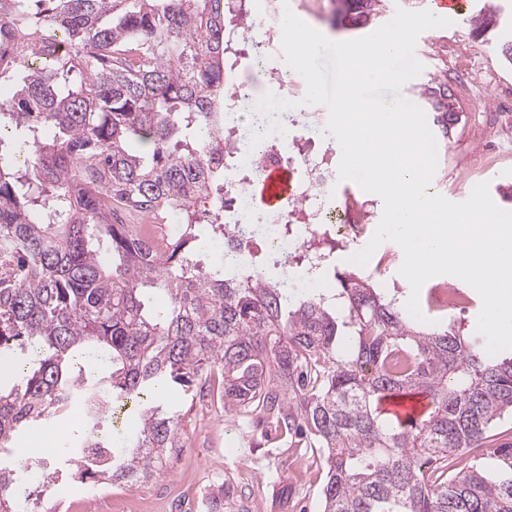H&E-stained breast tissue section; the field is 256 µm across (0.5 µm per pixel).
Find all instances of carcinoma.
Returning a JSON list of instances; mask_svg holds the SVG:
<instances>
[{
  "label": "carcinoma",
  "mask_w": 512,
  "mask_h": 512,
  "mask_svg": "<svg viewBox=\"0 0 512 512\" xmlns=\"http://www.w3.org/2000/svg\"><path fill=\"white\" fill-rule=\"evenodd\" d=\"M9 2L0 23L36 54L0 103V359L17 377L0 380V512H29L19 487L55 481L40 459L7 460L21 435L60 422L59 401L95 391L131 406L121 450L68 468L133 484L184 447L171 396L201 379L225 412L266 424L268 441L320 454L322 512H512V445L492 434L512 415V356L452 322L420 324L357 271L326 298L296 299L199 264L196 226L214 239L252 232L224 223V170H204L224 148L226 0ZM339 2L359 29L388 0ZM471 26L480 37L508 20L488 0ZM418 98L448 136L450 96L427 84ZM126 215L180 218V232L160 248ZM417 395L427 406L403 423L382 408ZM485 454L495 477L457 467ZM231 496L222 482L210 512Z\"/></svg>",
  "instance_id": "obj_1"
}]
</instances>
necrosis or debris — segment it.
Here are the masks:
<instances>
[{"label": "necrosis or debris", "mask_w": 512, "mask_h": 512, "mask_svg": "<svg viewBox=\"0 0 512 512\" xmlns=\"http://www.w3.org/2000/svg\"><path fill=\"white\" fill-rule=\"evenodd\" d=\"M224 18V150L211 155V167L224 172V221L249 224L257 245L302 257L313 254L319 239L340 236L360 241L371 234L375 203L336 195V147L326 129L327 113L304 112L303 123H288L284 133L266 134L267 118L255 110L251 88L239 81L240 70H265L286 100L300 95L285 82L281 33L276 19L280 0H230ZM262 133L252 143L254 133ZM283 167L295 174L292 197L277 208L259 206L254 187L263 172Z\"/></svg>", "instance_id": "obj_1"}]
</instances>
